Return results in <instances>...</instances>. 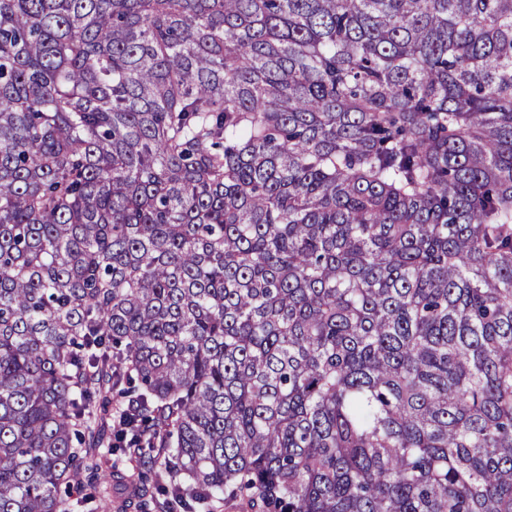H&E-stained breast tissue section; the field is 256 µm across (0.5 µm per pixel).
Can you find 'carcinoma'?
I'll use <instances>...</instances> for the list:
<instances>
[{
	"label": "carcinoma",
	"mask_w": 512,
	"mask_h": 512,
	"mask_svg": "<svg viewBox=\"0 0 512 512\" xmlns=\"http://www.w3.org/2000/svg\"><path fill=\"white\" fill-rule=\"evenodd\" d=\"M119 483L512 512V0H0V512Z\"/></svg>",
	"instance_id": "1"
}]
</instances>
